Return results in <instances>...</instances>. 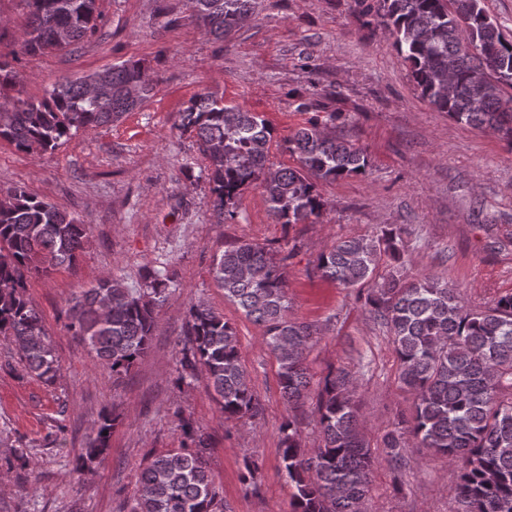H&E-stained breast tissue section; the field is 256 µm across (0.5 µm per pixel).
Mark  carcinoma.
Listing matches in <instances>:
<instances>
[{"instance_id":"carcinoma-1","label":"carcinoma","mask_w":512,"mask_h":512,"mask_svg":"<svg viewBox=\"0 0 512 512\" xmlns=\"http://www.w3.org/2000/svg\"><path fill=\"white\" fill-rule=\"evenodd\" d=\"M27 22L21 40H0V87L14 85L19 53L78 49L103 26L99 0H19ZM257 0H186L188 19L228 39L255 13ZM377 14L394 38L421 98L459 123L512 139V39L486 14L480 0H378ZM96 75L108 89L92 98L85 78L56 81L37 101H0V141L28 155L54 151L78 130L109 125L142 107L157 79L128 59ZM175 128L195 139L209 183L207 205L217 223L236 215L250 186L259 185L278 224H305L319 217L320 182L367 173L365 150L344 136L329 135L310 121L288 138L295 167L269 163L272 131L257 112L224 103L216 93L192 96ZM407 228L384 224L364 237H341L317 258L321 274L338 286L364 288V306L391 336L399 379L414 396V413L398 418L383 437L387 456L403 458L410 444L448 458L457 471L455 512H512V293L483 310H468L456 289L435 276L409 278ZM89 244V225L24 187L0 196V339L15 346L26 373L46 384L60 363L27 281L73 266ZM280 250L238 242L213 259L212 279L224 298L264 328L263 344L278 363L288 408L316 394L318 447L302 448L292 416L281 426L280 462L293 488L294 512H361L370 491L374 457L362 437L356 382L339 368L315 384L304 352L318 330L288 317L287 257ZM384 273H379L380 269ZM141 287L121 277L98 281L63 310L68 332L87 344L99 366L118 379L147 354L160 309L175 291L167 268L145 265ZM175 385L205 373L224 419L251 420L260 403L242 362L237 332L211 305L187 312ZM181 447L147 459L140 469L129 512H224V499L208 467L210 438L176 412ZM120 418L99 416L79 473L106 454Z\"/></svg>"}]
</instances>
